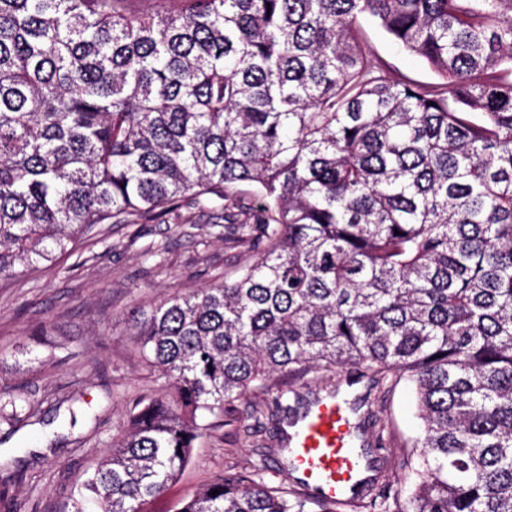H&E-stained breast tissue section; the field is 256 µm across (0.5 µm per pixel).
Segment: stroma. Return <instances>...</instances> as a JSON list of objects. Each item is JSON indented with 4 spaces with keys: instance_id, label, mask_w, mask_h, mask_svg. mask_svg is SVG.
<instances>
[{
    "instance_id": "stroma-1",
    "label": "stroma",
    "mask_w": 512,
    "mask_h": 512,
    "mask_svg": "<svg viewBox=\"0 0 512 512\" xmlns=\"http://www.w3.org/2000/svg\"><path fill=\"white\" fill-rule=\"evenodd\" d=\"M374 54L420 82L434 73L399 48L374 22L364 21ZM221 201L190 210L187 224H101L76 252L38 272L0 284V395L41 401L39 423L10 430L0 424V463L22 459V481L12 483L11 512H66L75 482L128 430V413L165 380L139 355L131 332L133 311L213 283L248 262L243 249L224 242L212 223ZM254 401L236 404L237 420L207 432L195 444L178 481L147 506L177 512L189 493L222 476L227 465L259 464L258 449L277 447L274 423L261 417L251 437ZM390 450L385 468L410 481L414 463L405 448L417 433L412 391L400 381L386 395Z\"/></svg>"
}]
</instances>
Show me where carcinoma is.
<instances>
[{"label": "carcinoma", "instance_id": "obj_1", "mask_svg": "<svg viewBox=\"0 0 512 512\" xmlns=\"http://www.w3.org/2000/svg\"><path fill=\"white\" fill-rule=\"evenodd\" d=\"M0 0V278L99 224L213 223L234 279L133 320L167 389L74 486L67 512H146L195 442L259 391L283 422L337 389L275 377L355 368L386 450L388 372L419 420L406 500L383 474L352 505L512 512V0ZM373 19L438 80L370 54ZM41 404L0 397V422ZM179 512H340L284 459ZM217 490L219 494L211 495Z\"/></svg>", "mask_w": 512, "mask_h": 512}]
</instances>
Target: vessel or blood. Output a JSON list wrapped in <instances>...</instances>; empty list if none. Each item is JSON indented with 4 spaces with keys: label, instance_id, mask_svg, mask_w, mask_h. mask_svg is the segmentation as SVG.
<instances>
[{
    "label": "vessel or blood",
    "instance_id": "vessel-or-blood-1",
    "mask_svg": "<svg viewBox=\"0 0 512 512\" xmlns=\"http://www.w3.org/2000/svg\"><path fill=\"white\" fill-rule=\"evenodd\" d=\"M288 451L302 488L329 501L351 499L371 470L355 444L352 402L335 394L311 404L289 435Z\"/></svg>",
    "mask_w": 512,
    "mask_h": 512
}]
</instances>
